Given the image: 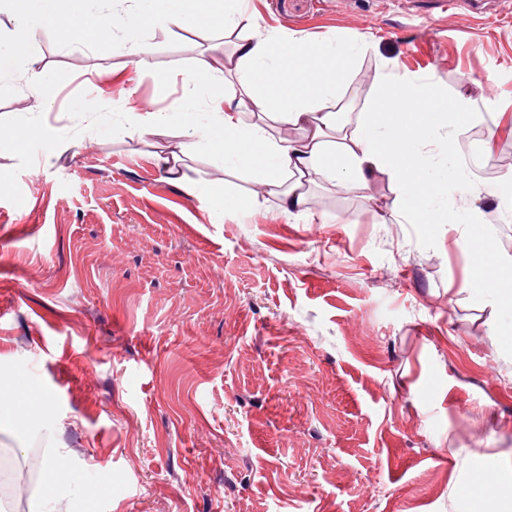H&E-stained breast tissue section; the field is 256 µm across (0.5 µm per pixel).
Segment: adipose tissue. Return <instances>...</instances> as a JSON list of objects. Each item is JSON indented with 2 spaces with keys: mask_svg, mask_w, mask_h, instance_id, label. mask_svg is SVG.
<instances>
[{
  "mask_svg": "<svg viewBox=\"0 0 512 512\" xmlns=\"http://www.w3.org/2000/svg\"><path fill=\"white\" fill-rule=\"evenodd\" d=\"M109 2L9 0L11 27L0 35V58L34 63L30 19L36 14L69 48L92 44L109 50L118 34H126L124 53L143 67L150 46L137 32L154 22L237 34L230 51L196 73L176 111L129 112L117 129L129 137L177 135V145L159 158L166 179L179 181L185 157L204 148L225 168L254 176L266 195L279 199L283 213L291 214L304 211L315 177L339 190L367 194L384 175L396 193V223H449L454 202L448 183L429 177V161L437 156L451 162L460 137L492 104L476 110L465 95L445 92L431 77L398 72L383 59L371 79L372 97L352 122L337 105L350 67L373 49L365 37L242 36L241 18L224 0H146L145 8L125 14L112 12ZM232 78L237 93L212 94L214 85ZM435 127L443 128L444 136L429 138ZM505 271L512 272V258L483 252L478 291L512 305V289L500 284Z\"/></svg>",
  "mask_w": 512,
  "mask_h": 512,
  "instance_id": "1",
  "label": "adipose tissue"
}]
</instances>
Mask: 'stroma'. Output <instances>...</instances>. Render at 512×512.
<instances>
[{"label":"stroma","mask_w":512,"mask_h":512,"mask_svg":"<svg viewBox=\"0 0 512 512\" xmlns=\"http://www.w3.org/2000/svg\"><path fill=\"white\" fill-rule=\"evenodd\" d=\"M238 0L240 33L363 35L375 53L348 74L344 106L371 96L379 58L475 105L495 99L476 145L512 155V0ZM149 69L122 50L39 34L50 106L23 78L0 82V380L25 381L50 421L0 422V448L62 455L98 491L96 512H470L477 476L512 477V309L480 298L477 251L512 257L511 224L466 156L433 168L457 207L448 224H376L393 210L324 180L307 212L277 199L243 213L200 187L251 191L207 150L168 182L160 137L112 133L114 113L170 111L223 34L145 30ZM99 121L74 127L75 104ZM22 196L21 212L10 208Z\"/></svg>","instance_id":"obj_1"}]
</instances>
